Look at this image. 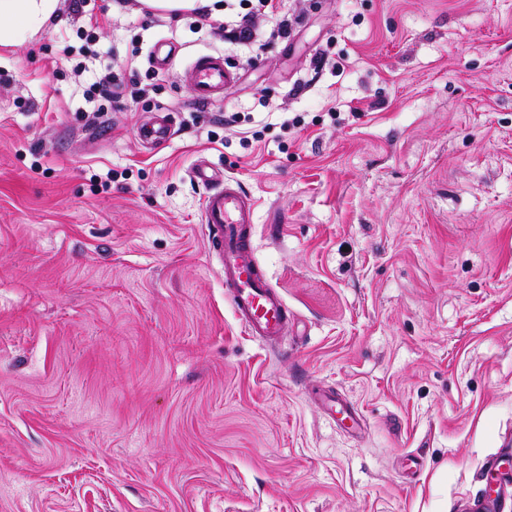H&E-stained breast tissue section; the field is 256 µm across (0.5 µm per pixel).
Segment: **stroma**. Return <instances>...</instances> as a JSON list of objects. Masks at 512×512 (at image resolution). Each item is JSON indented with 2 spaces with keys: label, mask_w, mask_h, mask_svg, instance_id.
<instances>
[{
  "label": "stroma",
  "mask_w": 512,
  "mask_h": 512,
  "mask_svg": "<svg viewBox=\"0 0 512 512\" xmlns=\"http://www.w3.org/2000/svg\"><path fill=\"white\" fill-rule=\"evenodd\" d=\"M94 6L84 72L51 64L66 0L0 45V512H476L512 466V0H286L258 61ZM204 54L237 72L208 106ZM107 71L142 96L88 98ZM201 157L257 203L277 345L207 252ZM235 79V73L224 66V57L220 54L197 57L183 75L191 97L200 105L212 104L223 94L224 86ZM173 124L166 119H161L145 123L140 129V139L144 146L153 147L164 143L172 133Z\"/></svg>",
  "instance_id": "35a3bbf8"
}]
</instances>
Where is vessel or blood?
I'll use <instances>...</instances> for the list:
<instances>
[{
	"instance_id": "1",
	"label": "vessel or blood",
	"mask_w": 512,
	"mask_h": 512,
	"mask_svg": "<svg viewBox=\"0 0 512 512\" xmlns=\"http://www.w3.org/2000/svg\"><path fill=\"white\" fill-rule=\"evenodd\" d=\"M235 78L220 54L197 57L183 75L191 97L201 105L215 101ZM171 133V123L161 118L145 123L140 139L144 146L153 147L166 142ZM193 174L209 186L203 199L201 222L208 229L212 254L221 259L224 286L230 291L234 312L250 335L275 340L288 328V309L261 271L255 255V202L235 181L211 172L206 161H198Z\"/></svg>"
}]
</instances>
